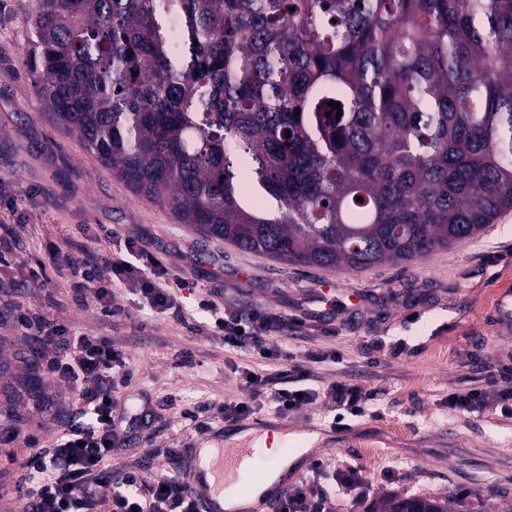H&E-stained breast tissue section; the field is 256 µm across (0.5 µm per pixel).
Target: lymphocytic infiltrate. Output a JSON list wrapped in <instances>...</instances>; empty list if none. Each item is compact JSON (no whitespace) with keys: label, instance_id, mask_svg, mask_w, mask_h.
<instances>
[{"label":"lymphocytic infiltrate","instance_id":"f902f5d3","mask_svg":"<svg viewBox=\"0 0 512 512\" xmlns=\"http://www.w3.org/2000/svg\"><path fill=\"white\" fill-rule=\"evenodd\" d=\"M94 242V237L86 235L58 253L75 278L76 296L90 294L108 316L115 289L123 285L140 294L154 312L181 317V293L189 282L170 273L163 258L129 238L123 251L113 256L98 254ZM202 307L211 316L210 331L223 338L225 349L248 351L279 366L284 384L276 386L271 376L253 368L234 369L246 397L225 400L215 415L194 416L196 429L205 432L216 421L235 422L267 406L285 416L321 404L360 417L374 401L373 392L346 379L310 385L309 371L295 363L292 352L270 345V337L280 330L275 318L259 311L245 316L212 299ZM16 321L38 346L43 377L62 384L70 394L62 407L63 427L53 440H43L31 427L8 431L9 442L26 455L18 479L26 512H98L104 505L109 512H198L186 469L146 475L121 463L127 428L135 421L122 407L132 376L127 349L109 336L80 331L59 317L33 316L23 310ZM323 470V462H316L275 512H328L336 496L360 492L369 485L368 479L352 470L324 484L318 479Z\"/></svg>","mask_w":512,"mask_h":512}]
</instances>
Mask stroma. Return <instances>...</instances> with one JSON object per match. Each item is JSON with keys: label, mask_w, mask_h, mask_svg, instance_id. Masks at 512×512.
I'll return each mask as SVG.
<instances>
[{"label": "stroma", "mask_w": 512, "mask_h": 512, "mask_svg": "<svg viewBox=\"0 0 512 512\" xmlns=\"http://www.w3.org/2000/svg\"><path fill=\"white\" fill-rule=\"evenodd\" d=\"M36 0H0V224L14 225L18 248L0 263V418L41 425L44 437L60 428L41 404L61 401L65 389L40 376L15 324L18 307L46 310L76 328L108 333L126 346L134 376L129 407L150 397L153 415L134 425L129 463L172 466L154 448L210 447L186 412L217 407L244 391L227 376L228 360L253 367L257 358L224 351L207 328L201 300L221 293L242 314L259 309L284 323L280 342L313 379L343 377L373 389L372 412L335 421L333 412L306 408L293 420L334 425L324 434L327 469L354 468L369 494L337 497L331 512H367L375 496L445 497L453 512L492 507L512 494V414L495 398L466 411L448 395L487 388L501 366L512 365V329L499 328L492 310L512 292V209L478 236L407 263L361 272L303 268L206 239L131 190L81 140L46 110L25 61ZM86 224H105L119 238L138 239L165 258L192 286L183 290L185 320L157 314L136 293L119 291L111 316L77 305L71 271L51 259ZM44 264L38 282L30 269ZM336 285L331 297L321 286ZM336 353L337 362L307 360L310 350Z\"/></svg>", "instance_id": "1"}]
</instances>
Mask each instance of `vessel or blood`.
<instances>
[{
	"label": "vessel or blood",
	"instance_id": "1",
	"mask_svg": "<svg viewBox=\"0 0 512 512\" xmlns=\"http://www.w3.org/2000/svg\"><path fill=\"white\" fill-rule=\"evenodd\" d=\"M287 429V417L252 416L234 424H218L210 434L216 437L248 430L261 435L274 431L283 433ZM248 454L245 448L238 449L233 455L224 448L216 449L208 457L198 452L193 454L188 473L189 484L205 512H270L273 504L282 501L303 473L321 456L320 451H312L299 464L285 468L273 485L262 491L248 489L239 497L236 507H228L224 498V484L230 476L235 475L241 458Z\"/></svg>",
	"mask_w": 512,
	"mask_h": 512
}]
</instances>
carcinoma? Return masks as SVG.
I'll return each instance as SVG.
<instances>
[{
    "label": "carcinoma",
    "mask_w": 512,
    "mask_h": 512,
    "mask_svg": "<svg viewBox=\"0 0 512 512\" xmlns=\"http://www.w3.org/2000/svg\"><path fill=\"white\" fill-rule=\"evenodd\" d=\"M31 29L57 123L241 249L361 271L512 208V0H37ZM418 506L453 512H369Z\"/></svg>",
    "instance_id": "1"
}]
</instances>
